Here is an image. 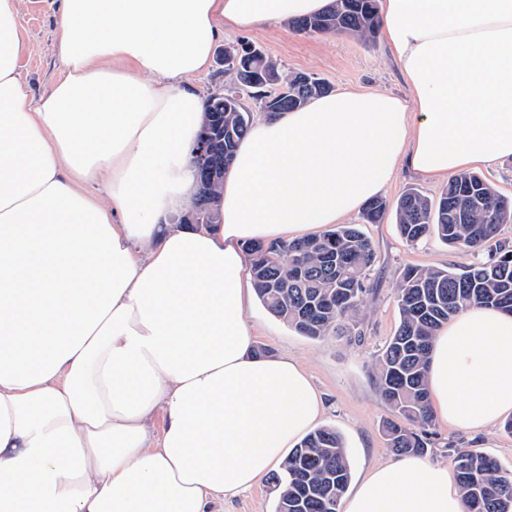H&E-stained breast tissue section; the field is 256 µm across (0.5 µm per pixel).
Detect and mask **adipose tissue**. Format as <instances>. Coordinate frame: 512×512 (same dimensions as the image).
Instances as JSON below:
<instances>
[{"label":"adipose tissue","mask_w":512,"mask_h":512,"mask_svg":"<svg viewBox=\"0 0 512 512\" xmlns=\"http://www.w3.org/2000/svg\"><path fill=\"white\" fill-rule=\"evenodd\" d=\"M332 2L59 0L64 69L34 103L21 0H0V512H216L252 490L324 400L298 360L254 354L244 243L339 222L402 162L438 180L512 158V0H380L407 97L339 90L263 113L219 223L175 224L204 110L185 80L224 33ZM101 179L106 199L81 191ZM428 386L454 427L512 415V314L444 324ZM343 512L465 506L450 467L405 457L371 468Z\"/></svg>","instance_id":"obj_1"}]
</instances>
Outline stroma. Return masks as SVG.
Returning a JSON list of instances; mask_svg holds the SVG:
<instances>
[{
	"instance_id": "stroma-1",
	"label": "stroma",
	"mask_w": 512,
	"mask_h": 512,
	"mask_svg": "<svg viewBox=\"0 0 512 512\" xmlns=\"http://www.w3.org/2000/svg\"><path fill=\"white\" fill-rule=\"evenodd\" d=\"M56 20L57 0H22L19 23L28 50L20 59V68L33 101L48 90L63 70L54 48ZM224 40L252 43L283 72L313 75L335 90H383L400 95L406 92L399 69L379 34L369 40L343 34L307 35L287 23L275 29L228 32ZM350 221L361 224L377 254L368 276L374 293L360 314L361 336L313 339L301 335L257 301L247 315L255 330L256 348L266 349L271 356L287 354L297 358L311 376L325 401L320 423L335 428L343 437L349 452L351 481L356 484L372 465L395 458L381 431V423L390 411L376 387L374 360L399 323L395 285L401 271L409 266L445 268L467 264L471 258L434 236L416 246H407L391 213L380 224H362L357 214ZM434 432L435 445L426 455L429 462H449L448 450L452 447L475 448L512 471V433L505 430L503 423L474 433L439 422Z\"/></svg>"
}]
</instances>
